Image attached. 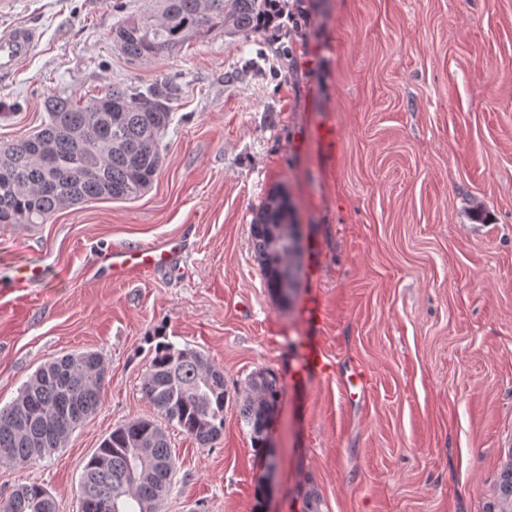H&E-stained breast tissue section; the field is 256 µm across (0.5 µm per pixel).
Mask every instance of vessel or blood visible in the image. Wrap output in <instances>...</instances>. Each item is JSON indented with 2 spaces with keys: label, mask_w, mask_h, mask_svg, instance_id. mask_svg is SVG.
Here are the masks:
<instances>
[{
  "label": "vessel or blood",
  "mask_w": 512,
  "mask_h": 512,
  "mask_svg": "<svg viewBox=\"0 0 512 512\" xmlns=\"http://www.w3.org/2000/svg\"><path fill=\"white\" fill-rule=\"evenodd\" d=\"M39 40V32L28 26L15 24L0 27V77L13 73ZM186 249L184 239L174 237L158 244L115 247L102 254L100 260L106 264L113 280L122 281L135 272H154L170 266ZM299 316L307 328L301 377L306 382L328 378L333 366L326 356L320 336L325 311L319 292H312L300 304Z\"/></svg>",
  "instance_id": "1"
}]
</instances>
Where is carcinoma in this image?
Returning a JSON list of instances; mask_svg holds the SVG:
<instances>
[{
    "label": "carcinoma",
    "instance_id": "carcinoma-1",
    "mask_svg": "<svg viewBox=\"0 0 512 512\" xmlns=\"http://www.w3.org/2000/svg\"><path fill=\"white\" fill-rule=\"evenodd\" d=\"M272 0H151L144 12L113 31L115 47L132 62L178 52L216 32L246 38L266 28ZM176 86L164 78L144 88L114 86L80 103L55 95L48 120L26 139L0 142V224H44L55 213L92 200H132L158 175L160 133L172 120ZM96 171L83 174L86 165ZM288 197L275 189L252 218L251 237L265 285L287 298L297 272L299 241ZM107 370L96 352L65 355L41 366L19 396L0 408V460L27 465L61 448L98 409ZM277 376L253 373L239 396L241 423L268 468V434L279 402ZM142 392L158 414L206 447L224 431V371L190 349L161 345L146 366ZM174 465L168 435L150 419H135L106 437L83 467L81 512H161ZM0 512H56L51 493L37 482L0 500ZM484 512H512V450L500 468Z\"/></svg>",
    "mask_w": 512,
    "mask_h": 512
}]
</instances>
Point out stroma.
<instances>
[{
	"label": "stroma",
	"instance_id": "obj_1",
	"mask_svg": "<svg viewBox=\"0 0 512 512\" xmlns=\"http://www.w3.org/2000/svg\"><path fill=\"white\" fill-rule=\"evenodd\" d=\"M147 0H9L0 25L41 39L0 78V142L45 100L174 76L162 168L130 201L95 200L33 231L0 224V408L43 364L99 353L98 410L35 464L0 462V498L32 481L80 512L83 467L116 427L157 412L143 373L159 344L200 351L229 391L283 388L265 473L235 399L206 448L168 426L162 512H483L512 450V0H304L248 38L215 33L131 63L112 44ZM336 129L327 151L321 127ZM285 190L301 236L290 302L268 292L249 224ZM184 237L170 271L112 281L113 246ZM35 270L32 287H15ZM333 374L293 382L311 290ZM363 388L348 387L352 369Z\"/></svg>",
	"mask_w": 512,
	"mask_h": 512
}]
</instances>
